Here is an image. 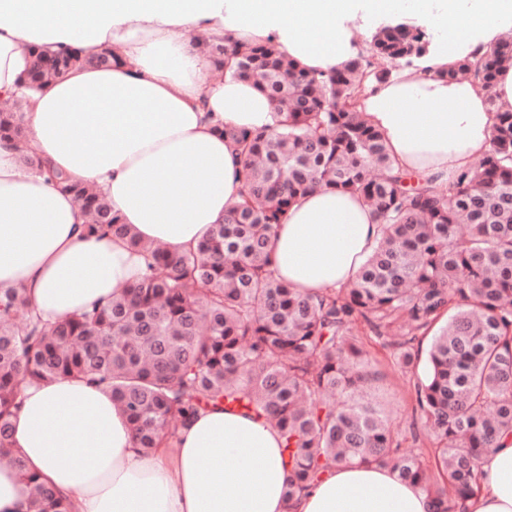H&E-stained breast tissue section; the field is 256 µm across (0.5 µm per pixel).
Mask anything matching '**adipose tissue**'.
Masks as SVG:
<instances>
[{
  "label": "adipose tissue",
  "instance_id": "adipose-tissue-1",
  "mask_svg": "<svg viewBox=\"0 0 512 512\" xmlns=\"http://www.w3.org/2000/svg\"><path fill=\"white\" fill-rule=\"evenodd\" d=\"M0 0V98L19 93L28 50L71 48L108 68L77 67L28 92L23 124L48 169L101 190L145 242L195 248L238 198L242 160L216 123L271 124L274 106L253 83L213 79L188 34L274 40L307 69H341L362 50L360 32L413 13L437 33L416 68L373 85L359 110L406 172L447 183L489 147L494 113L469 78L445 73L512 30V0ZM74 196L46 172L23 168L0 141V289L24 287L46 320L107 303L142 273L125 239L92 236ZM379 237L355 195L299 197L272 238L279 279L299 292L341 288ZM12 446L68 500L71 512H434L433 498L397 472L339 464L293 501L278 430L224 408L200 412L175 449L136 448L104 386L61 378L23 390ZM468 512H512V434L481 461Z\"/></svg>",
  "mask_w": 512,
  "mask_h": 512
}]
</instances>
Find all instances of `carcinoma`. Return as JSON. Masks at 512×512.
Here are the masks:
<instances>
[{
    "label": "carcinoma",
    "instance_id": "carcinoma-1",
    "mask_svg": "<svg viewBox=\"0 0 512 512\" xmlns=\"http://www.w3.org/2000/svg\"><path fill=\"white\" fill-rule=\"evenodd\" d=\"M201 44L224 76L253 82L275 105L270 126L217 127L242 157L239 199L197 248L174 253L131 235L101 191L49 172L86 211L87 232L128 239L144 272L107 304L56 323L31 308L24 288L0 293V463L27 484L30 512H68L11 447V431L23 386L73 377L111 390L145 453L176 447L183 425L222 406L278 429L288 501L332 466L359 462L420 485L435 512H464L480 491L483 455L512 433V112L498 111L494 93L512 38L447 72L486 91L496 113L489 149L446 184L413 185L356 97L429 53L421 30L398 24L373 35L369 52L388 68L360 54L328 73L298 66L271 38ZM30 57L25 80L38 89L78 54ZM22 112L20 98L0 110V140L21 144ZM314 188L362 197L381 234L349 285L309 295L276 276L270 243ZM367 339L403 374L425 359L414 391L429 453L403 448L386 415L359 399L379 380Z\"/></svg>",
    "mask_w": 512,
    "mask_h": 512
}]
</instances>
